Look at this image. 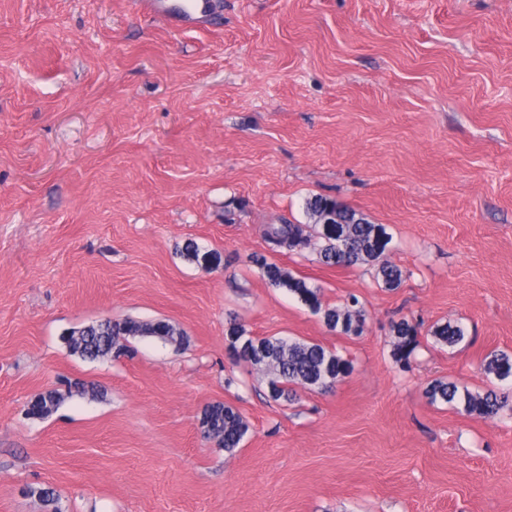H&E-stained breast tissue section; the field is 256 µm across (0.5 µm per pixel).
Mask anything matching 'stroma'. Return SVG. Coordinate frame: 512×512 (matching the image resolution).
I'll list each match as a JSON object with an SVG mask.
<instances>
[{"mask_svg": "<svg viewBox=\"0 0 512 512\" xmlns=\"http://www.w3.org/2000/svg\"><path fill=\"white\" fill-rule=\"evenodd\" d=\"M217 2L177 29L135 0H0V512H512V409L424 394L486 391L484 357L512 353V0ZM314 194L385 226L399 287L270 253L267 227L307 223ZM190 241L220 266L189 262ZM256 254L324 303L356 295L363 334L269 286ZM103 318L188 343L72 355L64 335ZM445 321L466 342L436 343ZM232 322L354 369L270 400ZM68 380L105 392L27 415ZM218 401L250 426L230 453L197 430ZM394 336L392 357L396 363L408 367L411 357L420 345L419 323L401 318L391 326ZM63 399L64 396L56 390L39 393L29 401L27 414L32 417H41L55 410Z\"/></svg>", "mask_w": 512, "mask_h": 512, "instance_id": "stroma-1", "label": "stroma"}]
</instances>
